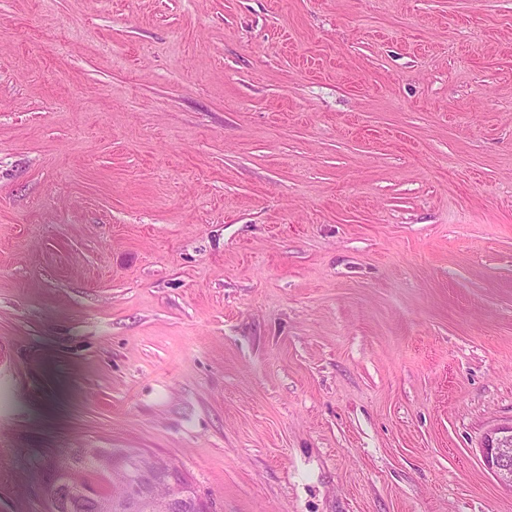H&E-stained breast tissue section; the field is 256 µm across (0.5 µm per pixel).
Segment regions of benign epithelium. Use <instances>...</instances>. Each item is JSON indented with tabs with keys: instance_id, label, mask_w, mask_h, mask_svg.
Masks as SVG:
<instances>
[{
	"instance_id": "1",
	"label": "benign epithelium",
	"mask_w": 512,
	"mask_h": 512,
	"mask_svg": "<svg viewBox=\"0 0 512 512\" xmlns=\"http://www.w3.org/2000/svg\"><path fill=\"white\" fill-rule=\"evenodd\" d=\"M481 454L484 467L499 484L512 490V424L486 434ZM127 475V493L113 503L81 481L46 480L44 489L49 510L71 512L82 506L88 512H209L207 503L193 493L188 476L172 462L164 469L136 465L127 469ZM161 483L169 487L170 495L164 510L159 511L152 492Z\"/></svg>"
}]
</instances>
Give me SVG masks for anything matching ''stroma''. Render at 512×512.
Here are the masks:
<instances>
[{"label": "stroma", "mask_w": 512, "mask_h": 512, "mask_svg": "<svg viewBox=\"0 0 512 512\" xmlns=\"http://www.w3.org/2000/svg\"><path fill=\"white\" fill-rule=\"evenodd\" d=\"M510 422L512 0H0V512H512ZM481 454L484 467L512 491V423L487 433ZM77 448H70L67 452L53 457V464L61 459L72 456ZM169 462L164 469H150L139 467L133 452L124 451L114 459L122 464L127 471L128 487L126 488L125 475L120 472L108 476L102 471L110 470L112 459L108 456H99V464L95 455H82L78 458L72 456V464L77 466L74 476L80 480L98 486L103 494L111 495L108 501L99 492L84 485L82 481L69 482L67 479L49 482L44 480V489L49 504V510L53 512H70L77 506H84V510L92 512H210L207 503L194 494L188 476L170 460L156 456ZM132 461L134 467L130 469L124 464V460ZM165 483L170 489V495L164 505V510L156 508L152 492L157 485ZM127 492V493H126Z\"/></svg>", "instance_id": "stroma-1"}]
</instances>
